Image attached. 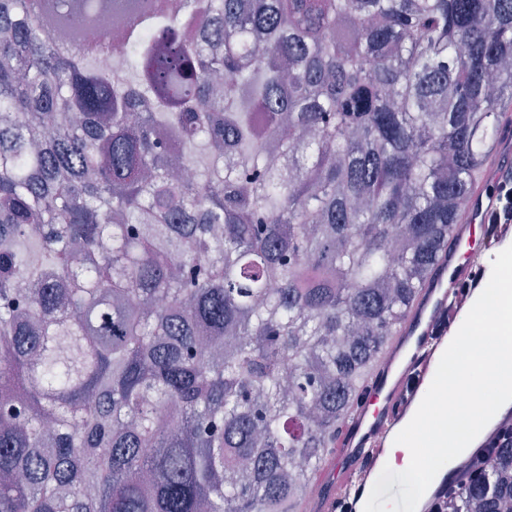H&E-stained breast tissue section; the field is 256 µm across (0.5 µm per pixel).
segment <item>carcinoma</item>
<instances>
[{"label": "carcinoma", "instance_id": "carcinoma-1", "mask_svg": "<svg viewBox=\"0 0 512 512\" xmlns=\"http://www.w3.org/2000/svg\"><path fill=\"white\" fill-rule=\"evenodd\" d=\"M508 130L512 0H0V512H304Z\"/></svg>", "mask_w": 512, "mask_h": 512}]
</instances>
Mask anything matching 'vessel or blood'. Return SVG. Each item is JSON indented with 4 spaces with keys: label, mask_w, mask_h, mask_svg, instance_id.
<instances>
[{
    "label": "vessel or blood",
    "mask_w": 512,
    "mask_h": 512,
    "mask_svg": "<svg viewBox=\"0 0 512 512\" xmlns=\"http://www.w3.org/2000/svg\"><path fill=\"white\" fill-rule=\"evenodd\" d=\"M492 208V197L475 190L467 223L454 225L455 251L441 257L442 275L425 288L337 442L336 457L343 466L323 512H364L396 435L413 418L449 340L491 275L488 258L512 243V224L489 223ZM457 481L454 475L433 480L417 512H430Z\"/></svg>",
    "instance_id": "obj_1"
}]
</instances>
